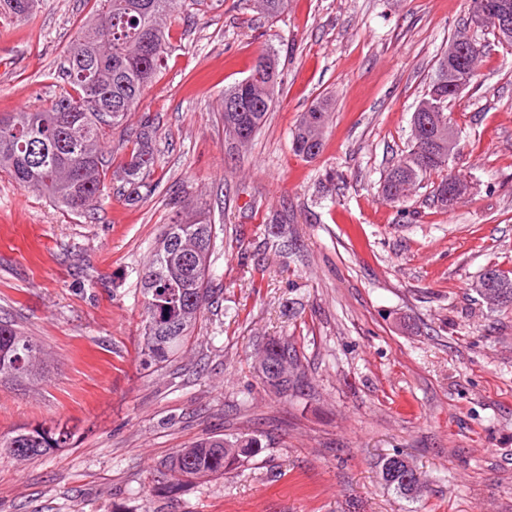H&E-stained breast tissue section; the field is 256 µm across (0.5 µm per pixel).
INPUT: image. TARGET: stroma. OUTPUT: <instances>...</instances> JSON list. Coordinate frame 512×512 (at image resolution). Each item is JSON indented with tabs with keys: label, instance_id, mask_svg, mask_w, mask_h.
Returning <instances> with one entry per match:
<instances>
[{
	"label": "stroma",
	"instance_id": "1",
	"mask_svg": "<svg viewBox=\"0 0 512 512\" xmlns=\"http://www.w3.org/2000/svg\"><path fill=\"white\" fill-rule=\"evenodd\" d=\"M91 0H39L0 17V114L64 92V54ZM468 0H177L164 64L126 126L155 128L153 189L108 179L95 210H64L0 172V316L44 345V378L0 385V434L72 427L67 448L0 454V512H512V308L472 285L512 270V47L470 27ZM484 46L449 105L471 185L433 205L441 176L400 204L380 183L411 146V117L454 36ZM273 54L282 81L251 144L224 131L226 88ZM332 103L322 152L291 132ZM215 230L219 301L187 351L138 362V271L164 225ZM288 338L298 394L264 385L255 357ZM258 434L238 472L163 494L165 462L209 436ZM401 455L423 489L386 488Z\"/></svg>",
	"mask_w": 512,
	"mask_h": 512
}]
</instances>
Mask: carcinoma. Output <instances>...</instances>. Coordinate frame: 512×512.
I'll list each match as a JSON object with an SVG mask.
<instances>
[{"label": "carcinoma", "instance_id": "cac0c4a2", "mask_svg": "<svg viewBox=\"0 0 512 512\" xmlns=\"http://www.w3.org/2000/svg\"><path fill=\"white\" fill-rule=\"evenodd\" d=\"M37 0H0V13L16 19L30 16ZM175 0H94V15L67 48L66 79L70 90L46 108L35 112L0 115V171L23 188L44 193L54 203L76 213L95 206L105 188L108 165L103 155V136L124 125L135 110L144 89L160 71L168 49L165 21ZM483 51L475 65H451L467 86L477 75ZM445 57L438 59L435 76L411 119V148L386 171L380 183L382 200L405 201L427 175L448 167L447 141L440 126L448 125V103L458 92L448 91ZM260 77L237 82L224 90V129L238 141H250L266 122L280 84L274 57L261 55L251 72ZM331 103L320 99L298 118L292 146L302 158L322 151L330 123ZM154 127L146 119L135 132H124L130 144L114 175L135 202L141 189L150 187L155 165ZM466 186L457 175L447 174L432 190V201L448 209V193ZM213 225L201 222L168 224L154 254L139 271L145 298L138 358L153 368L172 361L185 347L199 317L215 303L211 288ZM264 353L273 359L288 358L290 374L275 392L288 396L298 389V359L291 342L273 340ZM45 352L17 325L0 317V382L23 385L41 375ZM72 437L64 427L20 428L0 435V452L29 459L63 448ZM262 447L249 434L232 438H202L179 450L165 465L170 480L164 490L171 494L195 480L239 469ZM393 455L381 463L382 481L407 495L404 478L413 471Z\"/></svg>", "mask_w": 512, "mask_h": 512}]
</instances>
